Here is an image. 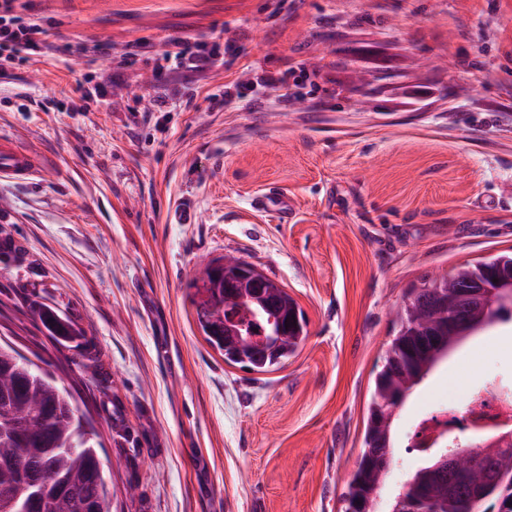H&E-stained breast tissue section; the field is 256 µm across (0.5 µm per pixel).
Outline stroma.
Instances as JSON below:
<instances>
[{
	"mask_svg": "<svg viewBox=\"0 0 512 512\" xmlns=\"http://www.w3.org/2000/svg\"><path fill=\"white\" fill-rule=\"evenodd\" d=\"M14 6L53 49L0 77V136L48 162L0 180V343L72 393L115 512H343L405 290L512 251V0ZM174 36L234 49L190 79L157 68ZM139 39L153 51L124 64ZM288 60L309 74L290 103L213 105ZM104 75L107 105L81 102ZM166 87L176 104L154 111ZM227 254L306 315L276 370L226 364L198 326L193 283ZM483 336L493 359L465 343L405 402L383 502L420 465L405 434L431 396L512 388V321Z\"/></svg>",
	"mask_w": 512,
	"mask_h": 512,
	"instance_id": "obj_1",
	"label": "stroma"
}]
</instances>
